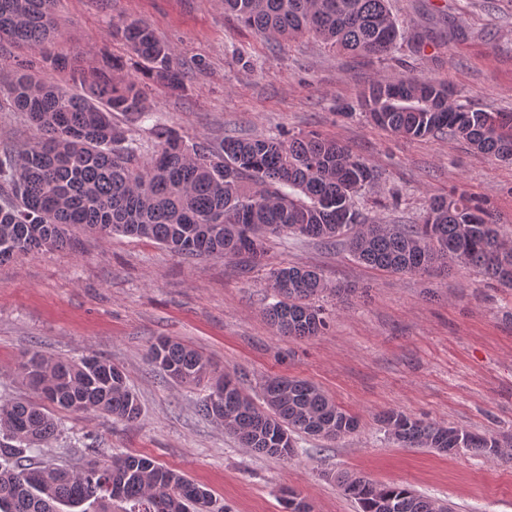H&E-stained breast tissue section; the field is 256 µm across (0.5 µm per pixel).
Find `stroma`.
<instances>
[{
    "label": "stroma",
    "mask_w": 512,
    "mask_h": 512,
    "mask_svg": "<svg viewBox=\"0 0 512 512\" xmlns=\"http://www.w3.org/2000/svg\"><path fill=\"white\" fill-rule=\"evenodd\" d=\"M403 37L384 57L338 52L304 35L270 40L225 15L222 0H57L54 49L73 65L123 63L143 74L113 25L144 20L174 50L185 88L147 91L148 118L116 115L148 143L152 128L187 142L310 132L333 139L379 173L354 203L381 224L419 223L431 197L463 191L484 200L512 238V162L460 141L410 140L374 125L360 95L401 76L444 85L463 101L512 112V0H389ZM320 272L341 297L318 301L327 326L317 336L280 334L265 315L270 268ZM169 337L196 349L259 397L264 380L308 381L357 416L334 441L301 435L291 457L241 448L197 412L209 389L173 382L149 361ZM95 355L120 368L141 415L61 413L62 431L32 463L79 467L97 455L139 454L207 488L222 512H286L284 489L312 512H358L336 474L408 487L454 512H512V447L487 458L404 448L388 438V411L512 439V288L465 266L425 275L359 263L346 241L270 237L263 256L185 260L131 236L73 230L62 249L0 263V398H26L24 354Z\"/></svg>",
    "instance_id": "35a3bbf8"
}]
</instances>
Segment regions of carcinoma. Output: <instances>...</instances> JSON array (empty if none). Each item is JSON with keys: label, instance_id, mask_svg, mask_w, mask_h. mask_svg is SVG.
<instances>
[{"label": "carcinoma", "instance_id": "1", "mask_svg": "<svg viewBox=\"0 0 512 512\" xmlns=\"http://www.w3.org/2000/svg\"><path fill=\"white\" fill-rule=\"evenodd\" d=\"M56 0H0V57L11 50L37 58L19 63L0 95L24 113L35 131L32 144L0 153V261L61 248L67 228L82 225L104 236L153 240L184 257H259L266 237L281 233L327 242L347 238L360 262L393 272L428 274L461 260L497 284L512 288V247L485 204L455 191L431 199L419 224L366 223L354 196L375 187L376 169L339 142L311 133L279 138H228L191 145L174 130L155 126L154 150L113 122L122 112L142 115L146 96L136 80L115 79L121 65L73 71L74 89L51 72L65 67L52 51L58 32ZM224 13L269 40L311 34L329 47L386 55L400 31L389 0H224ZM146 69V77L171 91L183 88L173 48L142 20L113 27ZM370 119L406 139L438 135L512 160V113L487 112L458 103L448 86L402 77L372 82L362 96ZM151 161L139 163L146 153ZM273 303L265 309L280 333L296 339L321 333L325 321L313 299L345 289L331 287L315 270L273 268L265 280ZM149 360L181 385L216 373L189 346L162 338ZM21 377L39 400H0V512H197L198 492L212 494L184 473L141 455H108L78 469L26 463V453L53 439L58 421L50 408L102 413L133 422L141 407L123 372L96 356L77 360L27 355ZM205 414L245 448L286 458L293 435L336 440L354 432L358 419L307 381L269 378L262 404L220 374L203 403ZM385 432L404 448L496 457L498 437L443 427L390 411ZM360 512H438L436 502L401 485H383L355 474L336 476Z\"/></svg>", "mask_w": 512, "mask_h": 512}]
</instances>
